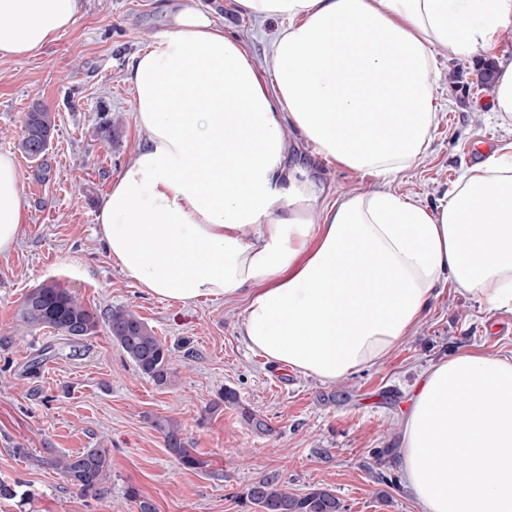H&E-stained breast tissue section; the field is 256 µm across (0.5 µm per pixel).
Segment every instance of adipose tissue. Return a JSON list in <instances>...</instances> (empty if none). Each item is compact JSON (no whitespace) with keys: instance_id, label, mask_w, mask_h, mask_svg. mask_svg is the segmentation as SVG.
<instances>
[{"instance_id":"1","label":"adipose tissue","mask_w":512,"mask_h":512,"mask_svg":"<svg viewBox=\"0 0 512 512\" xmlns=\"http://www.w3.org/2000/svg\"><path fill=\"white\" fill-rule=\"evenodd\" d=\"M284 24L257 68L178 0L129 73L141 144L102 200L100 241L151 296H245L242 339L267 362L335 381L377 364L453 284L512 313V143L467 168L435 207L393 178L436 122V49L492 54L493 117L512 125V0H237ZM80 0H0V52L33 55ZM316 156L369 175L328 199L289 167ZM26 212L0 153V254ZM399 467L425 512H512V359L464 350L423 373L399 417Z\"/></svg>"}]
</instances>
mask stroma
Segmentation results:
<instances>
[{
    "instance_id": "1",
    "label": "stroma",
    "mask_w": 512,
    "mask_h": 512,
    "mask_svg": "<svg viewBox=\"0 0 512 512\" xmlns=\"http://www.w3.org/2000/svg\"><path fill=\"white\" fill-rule=\"evenodd\" d=\"M264 64L281 20L258 21L237 0H195ZM167 25L165 0H82L69 28L43 51L0 54V153L14 154L27 220L13 251L0 254V481L23 482L30 504L0 500V512H137L136 489L156 512H244L239 493L275 472L289 491L332 488L344 512H424L397 464L399 417L419 375L463 350L512 357V313H491L461 289L440 288L429 311L379 364L328 383L267 362L241 340L245 297L191 305L145 294L104 251L96 215L143 138L127 79L135 58ZM437 123L426 155L391 186L434 206L462 171L512 142L492 118V89L478 72L491 58L438 53ZM54 113L45 156L20 154L33 105ZM119 123L106 141L101 128ZM290 164L306 168L328 196L371 177L326 162L299 143ZM73 292L98 321L71 342L19 320L26 294L44 282ZM140 316L170 354L172 381L144 377L113 341L108 311ZM234 390L237 404L224 403ZM249 409L269 424L244 423ZM159 419L176 421L203 462L187 469L169 453ZM86 448L109 451L107 492L80 495L46 460Z\"/></svg>"
}]
</instances>
